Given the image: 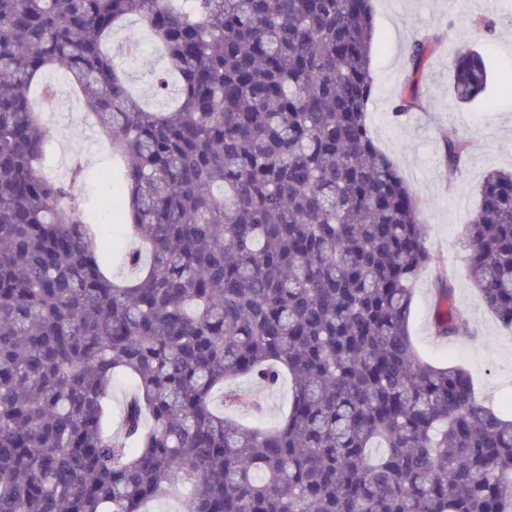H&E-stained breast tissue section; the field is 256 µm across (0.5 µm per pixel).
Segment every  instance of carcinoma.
I'll use <instances>...</instances> for the list:
<instances>
[{"mask_svg":"<svg viewBox=\"0 0 512 512\" xmlns=\"http://www.w3.org/2000/svg\"><path fill=\"white\" fill-rule=\"evenodd\" d=\"M372 0H0V512H512V412L460 366L423 361L412 283L436 272L434 327L470 332L419 204L375 145ZM138 15L164 52L166 108L130 89L108 44ZM439 42L410 47L394 107L417 106ZM453 98L483 93L462 36ZM71 76L112 155L109 210L150 247L110 248L54 179L32 96ZM466 145L446 142L448 168ZM466 269L512 328V172L467 220ZM275 428L224 407L229 382L282 373ZM133 391L112 433V384Z\"/></svg>","mask_w":512,"mask_h":512,"instance_id":"1","label":"carcinoma"}]
</instances>
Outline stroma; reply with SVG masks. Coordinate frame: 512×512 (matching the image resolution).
Wrapping results in <instances>:
<instances>
[{"label": "stroma", "instance_id": "stroma-1", "mask_svg": "<svg viewBox=\"0 0 512 512\" xmlns=\"http://www.w3.org/2000/svg\"><path fill=\"white\" fill-rule=\"evenodd\" d=\"M375 92L369 121L375 143L411 186L420 206L428 245L454 276L456 305L470 317L471 332L452 339L434 331L433 279L424 273L415 280L409 330L416 352L437 366L460 365L473 376L479 395L491 403L512 402V329L503 326L484 305L480 292L466 276V222L476 208L485 175L512 169V0H372ZM496 21L493 35L475 43L487 63V89L474 102L459 105L452 97L449 66L462 32L473 30L474 18ZM440 37L434 54L418 73V109L395 115L393 108L405 83L408 54L417 33ZM135 55H128L129 46ZM110 49L116 64L131 78L133 89L151 98L154 74L162 64L146 25L126 20L114 34ZM56 86L52 97L37 99L42 124L53 150L48 172L67 176L75 161L84 174L75 185L78 195L104 196L103 179L111 166L103 135L75 96L73 85L60 73L48 72ZM467 145L462 165L449 169L446 141ZM247 403L230 408L244 424L272 427L288 412V383L267 388L248 384Z\"/></svg>", "mask_w": 512, "mask_h": 512}]
</instances>
